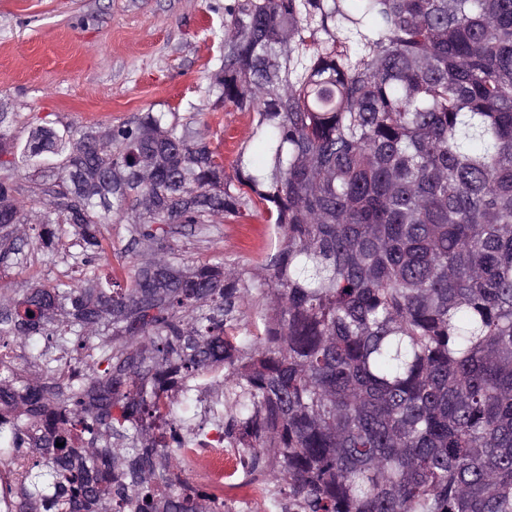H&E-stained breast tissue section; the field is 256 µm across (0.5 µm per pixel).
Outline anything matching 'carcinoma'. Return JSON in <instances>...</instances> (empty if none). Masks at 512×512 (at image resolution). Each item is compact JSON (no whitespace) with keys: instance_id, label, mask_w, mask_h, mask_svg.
<instances>
[{"instance_id":"cac0c4a2","label":"carcinoma","mask_w":512,"mask_h":512,"mask_svg":"<svg viewBox=\"0 0 512 512\" xmlns=\"http://www.w3.org/2000/svg\"><path fill=\"white\" fill-rule=\"evenodd\" d=\"M221 46L263 155L232 176L174 112L18 142L0 111V262L69 233L79 274L0 287V512H227L182 478L214 428L276 512H512V0H229ZM254 215L261 332L169 231ZM100 237L112 245V269H117L119 282L123 284L127 277L126 271L119 270L118 260L121 258L118 252L132 246L131 227L129 224H102L100 225Z\"/></svg>"}]
</instances>
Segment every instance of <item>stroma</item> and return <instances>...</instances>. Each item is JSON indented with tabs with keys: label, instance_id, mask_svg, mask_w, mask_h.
<instances>
[{
	"label": "stroma",
	"instance_id": "35a3bbf8",
	"mask_svg": "<svg viewBox=\"0 0 512 512\" xmlns=\"http://www.w3.org/2000/svg\"><path fill=\"white\" fill-rule=\"evenodd\" d=\"M223 23L224 0H0V103L16 114L14 135L26 138L41 118L102 130L144 112H174L195 119L232 170L253 115L205 93L221 64ZM172 236L187 261L241 269L251 290L241 324L254 328L263 305L254 275L279 246L272 225L259 217L177 224ZM71 243L65 235L49 251L27 247L26 267L1 266L0 284L73 278Z\"/></svg>",
	"mask_w": 512,
	"mask_h": 512
}]
</instances>
